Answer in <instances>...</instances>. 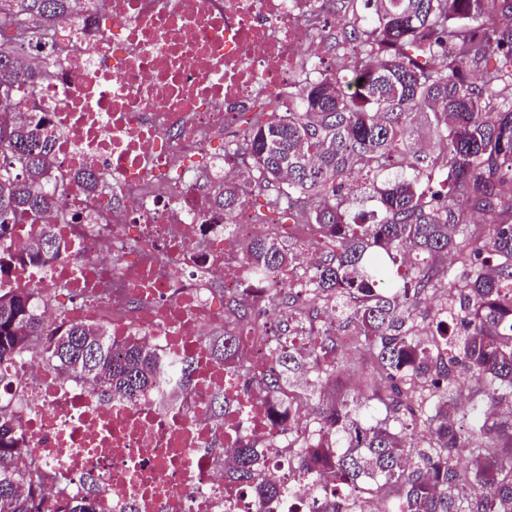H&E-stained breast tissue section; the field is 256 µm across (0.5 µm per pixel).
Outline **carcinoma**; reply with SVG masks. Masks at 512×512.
Masks as SVG:
<instances>
[{
	"mask_svg": "<svg viewBox=\"0 0 512 512\" xmlns=\"http://www.w3.org/2000/svg\"><path fill=\"white\" fill-rule=\"evenodd\" d=\"M352 24L344 41L355 45L357 64L307 84L288 107L266 98L252 104L247 125L224 142V157L244 164L236 180L213 186L214 206L229 214L256 191L282 224H316L331 247L307 288L309 296L341 294L357 330L354 346L373 353L367 373L380 414L368 404L331 400L320 404V434L296 438L292 457L320 474L333 490L344 484L384 512H512V416L489 412L512 402V0H343ZM79 0H0V87L30 89L50 77L36 62L33 44L53 39L55 26L73 18ZM429 111L426 124L433 157L404 141L413 116ZM54 130L47 115L32 111L21 122L0 111V244L14 227L61 201L51 180ZM394 168L400 176L390 178ZM365 174L379 203V219L360 224L347 202L351 181ZM500 215L490 232L470 228L468 210ZM463 241L455 240L457 234ZM422 254L413 283L397 278L398 253ZM63 245L55 225L19 255L0 250V274L16 263L49 265ZM453 252L465 275L448 282L464 316L462 333L443 330L423 344L413 316L426 294L436 260ZM255 273L288 268L296 257L278 235L251 240L243 254ZM294 322L279 326L283 343L260 386L285 403L336 367L318 359L336 346L327 336L306 356L289 344ZM53 369L91 381L108 399L131 400L154 378L149 349L129 342L117 348L105 326L49 325L30 288H0V388L15 387L6 367L28 356L33 345ZM213 360L234 355L235 340L210 336ZM475 378L476 398L466 425L455 418L454 369ZM191 360L168 372L187 383ZM412 426L429 442L414 447ZM232 478L265 501L287 492L284 482L263 477L252 448L233 449ZM470 467H458L462 454ZM42 462L22 448L11 400L0 396V512H44L39 481ZM57 512H97L89 497H63Z\"/></svg>",
	"mask_w": 512,
	"mask_h": 512,
	"instance_id": "carcinoma-1",
	"label": "carcinoma"
}]
</instances>
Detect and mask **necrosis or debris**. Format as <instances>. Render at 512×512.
<instances>
[{
	"label": "necrosis or debris",
	"mask_w": 512,
	"mask_h": 512,
	"mask_svg": "<svg viewBox=\"0 0 512 512\" xmlns=\"http://www.w3.org/2000/svg\"><path fill=\"white\" fill-rule=\"evenodd\" d=\"M341 21L334 0H86L56 42L35 45L53 77L11 105L22 117L49 116L52 178L65 193L62 209L17 225L10 247L26 249L52 224L65 250L51 265L13 268L0 286L39 289L48 320L103 324L115 343L135 338L159 360L197 366L179 390L160 380L134 399L105 401L39 354L17 363L16 414L43 462L45 512L61 495L83 496L89 475L98 512H311L328 497L321 478L289 475L288 435L313 427L307 401L284 408L246 386L278 342L252 332L263 327L258 311L279 307L284 273L256 275L242 262L234 238L262 227L248 207L215 210L207 179L236 168L212 152L213 140L246 125L257 95L297 94L307 61ZM89 171L105 191L85 186ZM213 331L235 339L233 363L211 360ZM217 391L220 417L210 404ZM244 440L263 473L289 477L279 503L262 505L225 477Z\"/></svg>",
	"instance_id": "necrosis-or-debris-1"
}]
</instances>
